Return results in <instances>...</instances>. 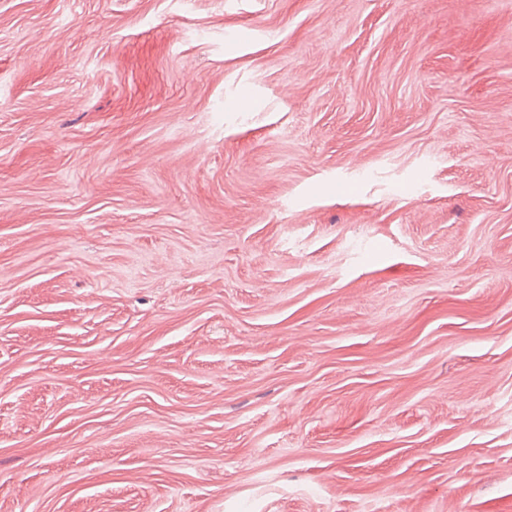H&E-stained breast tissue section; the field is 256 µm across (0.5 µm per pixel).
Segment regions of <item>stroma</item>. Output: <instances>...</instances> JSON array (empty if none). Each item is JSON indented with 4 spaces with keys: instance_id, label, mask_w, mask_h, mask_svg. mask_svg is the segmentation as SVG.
<instances>
[{
    "instance_id": "1",
    "label": "stroma",
    "mask_w": 512,
    "mask_h": 512,
    "mask_svg": "<svg viewBox=\"0 0 512 512\" xmlns=\"http://www.w3.org/2000/svg\"><path fill=\"white\" fill-rule=\"evenodd\" d=\"M0 512H512V0H0Z\"/></svg>"
}]
</instances>
